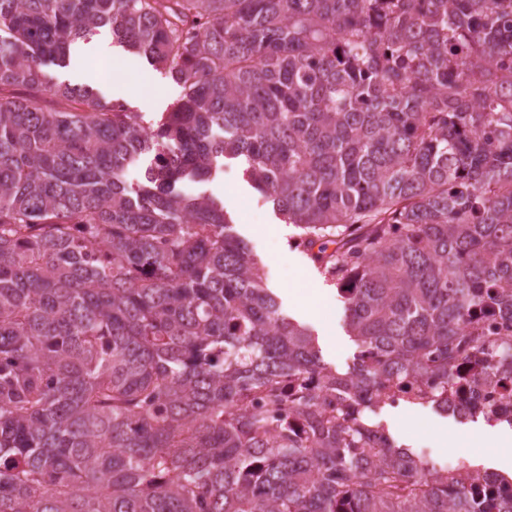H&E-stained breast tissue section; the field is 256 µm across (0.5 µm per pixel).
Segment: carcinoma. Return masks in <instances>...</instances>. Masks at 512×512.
<instances>
[{
    "label": "carcinoma",
    "mask_w": 512,
    "mask_h": 512,
    "mask_svg": "<svg viewBox=\"0 0 512 512\" xmlns=\"http://www.w3.org/2000/svg\"><path fill=\"white\" fill-rule=\"evenodd\" d=\"M105 26L186 90L157 124L45 80ZM2 28L0 512H512L364 418L512 370L477 320L512 326V0H0ZM226 159L343 293L349 371L187 191Z\"/></svg>",
    "instance_id": "carcinoma-1"
}]
</instances>
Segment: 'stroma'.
<instances>
[{
  "mask_svg": "<svg viewBox=\"0 0 512 512\" xmlns=\"http://www.w3.org/2000/svg\"><path fill=\"white\" fill-rule=\"evenodd\" d=\"M116 51L110 28L103 27L80 43L67 67L49 66L45 72L55 83L89 87L106 99L125 104L147 125L171 111L182 97L183 87L145 59L128 52L124 59L140 79L142 90H123L112 79V56ZM244 167L242 161H227L223 172L196 185L195 190L223 202L235 235L248 244L263 272L264 287L277 295L289 316L311 328L324 361L339 372L348 371L358 349L346 332L344 302L338 289L325 281L304 253L291 248L297 227L253 188L243 174ZM315 291L320 294L323 310L319 317L303 307L304 299ZM374 421L397 443L431 457L447 456L444 440L449 437L461 441L466 458L491 469L496 466L499 451L477 441L476 424L462 425L429 407L410 404L385 408Z\"/></svg>",
  "mask_w": 512,
  "mask_h": 512,
  "instance_id": "obj_1",
  "label": "stroma"
}]
</instances>
